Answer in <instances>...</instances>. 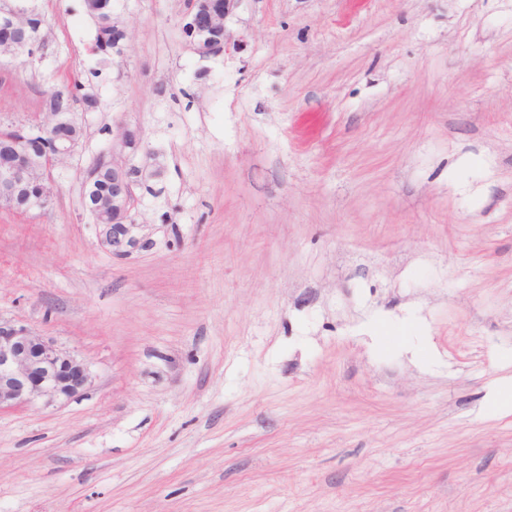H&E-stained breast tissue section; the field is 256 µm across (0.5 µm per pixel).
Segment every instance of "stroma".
<instances>
[{
  "instance_id": "35a3bbf8",
  "label": "stroma",
  "mask_w": 512,
  "mask_h": 512,
  "mask_svg": "<svg viewBox=\"0 0 512 512\" xmlns=\"http://www.w3.org/2000/svg\"><path fill=\"white\" fill-rule=\"evenodd\" d=\"M83 0L0 58V121L92 81L43 211L0 210V317L92 387L0 412V512H512V0ZM139 130L127 253L80 205ZM83 1L86 15L97 26L96 50L107 54L117 48V52L120 53L119 45L123 40L124 26L112 12V0ZM234 0H191L186 5L182 29L190 32V42L202 55H211L224 51V20ZM201 3L214 4L202 9ZM215 5H218L215 8Z\"/></svg>"
}]
</instances>
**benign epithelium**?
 <instances>
[{"instance_id":"7a95c632","label":"benign epithelium","mask_w":512,"mask_h":512,"mask_svg":"<svg viewBox=\"0 0 512 512\" xmlns=\"http://www.w3.org/2000/svg\"><path fill=\"white\" fill-rule=\"evenodd\" d=\"M233 4L234 0L188 2L183 28L190 32L198 53L224 51V20ZM0 30L6 34L0 55L11 59L17 58L15 46L29 47L38 39V28L10 0H0ZM30 126L47 133L48 148H29L24 133ZM75 136L74 124L51 109L32 120L1 123L0 209L12 211L20 199L29 210L47 207L53 197L51 170L75 154L79 146ZM140 142L139 131L123 125L117 126L112 138V193L99 202L95 221L101 227V241L112 248L136 245L130 228L136 225L134 187L138 180L123 153L136 149ZM91 385L90 366L77 354L28 325L0 320V411L65 403L85 394Z\"/></svg>"}]
</instances>
